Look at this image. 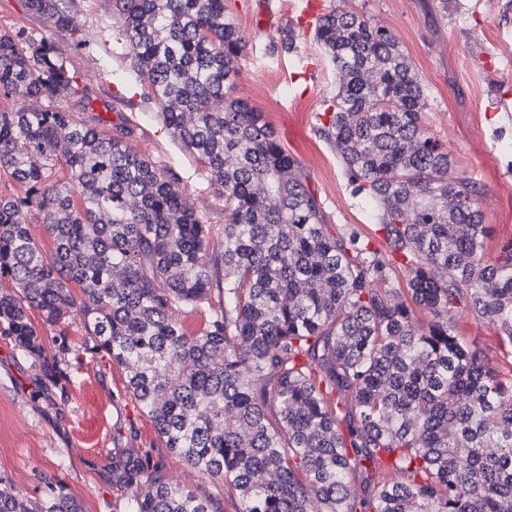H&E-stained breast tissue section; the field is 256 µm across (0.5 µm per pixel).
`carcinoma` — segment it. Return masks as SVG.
<instances>
[{"instance_id": "cac0c4a2", "label": "carcinoma", "mask_w": 512, "mask_h": 512, "mask_svg": "<svg viewBox=\"0 0 512 512\" xmlns=\"http://www.w3.org/2000/svg\"><path fill=\"white\" fill-rule=\"evenodd\" d=\"M72 0H27L75 27ZM163 123L224 196V244L174 174L76 118L66 62L0 31V325L47 380L108 358L165 447L221 478L238 512H512V369L469 347L464 313L512 348V242L488 256L473 182L424 122L427 92L401 42L336 7L313 40L336 71L323 130L385 249L331 236L296 159L236 95L246 37L224 0H112ZM67 177L50 180L58 151ZM44 224L54 250L32 237ZM406 273L410 300L384 288ZM224 304L211 311L213 282ZM205 316L194 334L171 313ZM56 333L42 355L30 313ZM429 317L422 324L416 313ZM84 328L69 341L71 316ZM367 474L362 493L351 479ZM125 512H224L170 483L151 453L123 464ZM0 512H82L61 484Z\"/></svg>"}]
</instances>
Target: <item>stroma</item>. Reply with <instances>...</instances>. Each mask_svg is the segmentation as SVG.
Here are the masks:
<instances>
[{"label":"stroma","mask_w":512,"mask_h":512,"mask_svg":"<svg viewBox=\"0 0 512 512\" xmlns=\"http://www.w3.org/2000/svg\"><path fill=\"white\" fill-rule=\"evenodd\" d=\"M247 37L236 93L263 112L282 146L294 156L337 235L355 226L374 227L321 131V117L336 91V77L312 31L297 29L296 50L277 51L296 0H224ZM391 31L408 51L428 93L425 125L448 150L456 175L475 182L491 250L512 241V118L495 111L500 94L512 96V0H327ZM77 29H60L33 14L26 0H0V31L22 32L52 44L76 82L68 104L88 124L101 114L121 115L129 144L170 169L189 203L206 217L213 240L224 231V199L205 166L183 149L157 117L150 87L132 69L111 0H74ZM466 341L492 364H512V348L496 328L462 315ZM93 371L50 386L32 359L0 335V481L29 501L48 484L61 483L83 512H120L114 481L123 462L151 449L170 482L202 496H217L224 512L237 503L221 479L201 478L160 441L149 417L124 394L125 372L100 356L85 355Z\"/></svg>","instance_id":"1"}]
</instances>
